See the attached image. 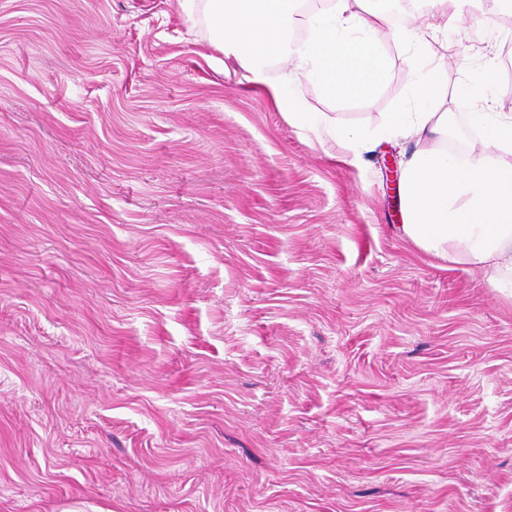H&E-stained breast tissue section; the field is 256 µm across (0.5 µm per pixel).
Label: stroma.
<instances>
[{
  "mask_svg": "<svg viewBox=\"0 0 512 512\" xmlns=\"http://www.w3.org/2000/svg\"><path fill=\"white\" fill-rule=\"evenodd\" d=\"M438 34L456 87L512 59ZM311 107L178 0H0V512H512V292L401 230L417 59Z\"/></svg>",
  "mask_w": 512,
  "mask_h": 512,
  "instance_id": "obj_1",
  "label": "stroma"
}]
</instances>
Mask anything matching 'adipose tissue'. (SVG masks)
Segmentation results:
<instances>
[{
	"instance_id": "ef3b65f1",
	"label": "adipose tissue",
	"mask_w": 512,
	"mask_h": 512,
	"mask_svg": "<svg viewBox=\"0 0 512 512\" xmlns=\"http://www.w3.org/2000/svg\"><path fill=\"white\" fill-rule=\"evenodd\" d=\"M178 2L189 16L205 6L224 53L331 158L357 159L363 134L312 110L303 84L333 102L373 96L388 71L385 40L407 50L424 43L416 28L391 26L386 0H326L325 7L307 9L301 0ZM273 59L291 65L275 80L267 73ZM494 83L487 71L457 86V98L471 101V120L483 137L467 152L451 151L447 74L427 50L411 106L390 113L387 130L414 142L401 175L404 234L449 267H479L493 286L512 287V97L497 93Z\"/></svg>"
}]
</instances>
